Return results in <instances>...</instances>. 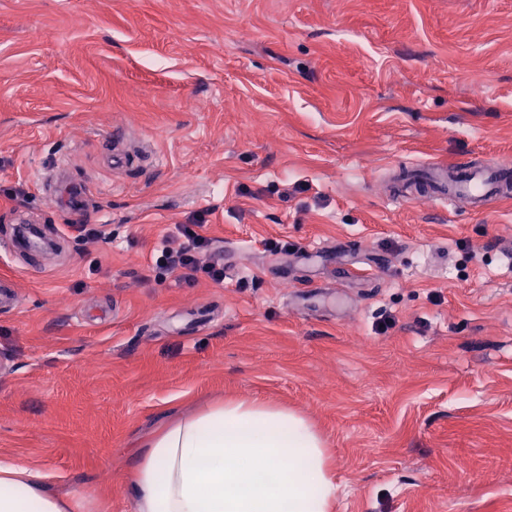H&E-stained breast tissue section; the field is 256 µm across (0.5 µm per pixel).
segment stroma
<instances>
[{
  "label": "stroma",
  "mask_w": 512,
  "mask_h": 512,
  "mask_svg": "<svg viewBox=\"0 0 512 512\" xmlns=\"http://www.w3.org/2000/svg\"><path fill=\"white\" fill-rule=\"evenodd\" d=\"M476 158L512 161V0H0V461L131 512L154 433L260 398L332 512H512V199L390 197ZM193 223L223 283L154 268ZM339 241L358 277L277 279Z\"/></svg>",
  "instance_id": "obj_1"
}]
</instances>
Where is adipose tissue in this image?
<instances>
[{"instance_id":"1","label":"adipose tissue","mask_w":512,"mask_h":512,"mask_svg":"<svg viewBox=\"0 0 512 512\" xmlns=\"http://www.w3.org/2000/svg\"><path fill=\"white\" fill-rule=\"evenodd\" d=\"M134 512H331L336 483L323 439L266 401H230L151 437L129 475ZM25 463L0 462V512H85Z\"/></svg>"}]
</instances>
